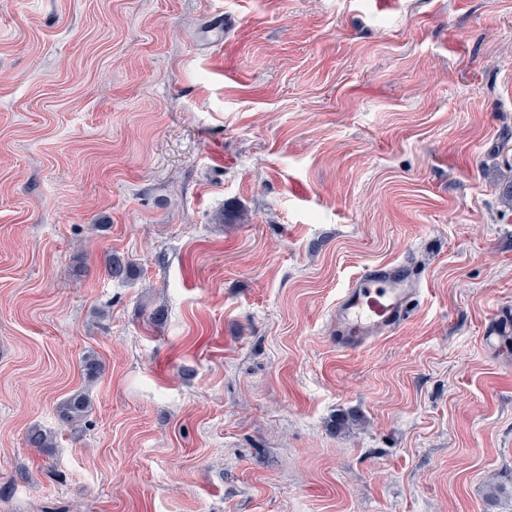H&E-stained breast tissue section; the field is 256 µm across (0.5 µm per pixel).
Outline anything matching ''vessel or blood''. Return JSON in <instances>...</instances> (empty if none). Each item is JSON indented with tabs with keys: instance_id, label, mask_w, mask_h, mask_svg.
Returning <instances> with one entry per match:
<instances>
[{
	"instance_id": "obj_1",
	"label": "vessel or blood",
	"mask_w": 512,
	"mask_h": 512,
	"mask_svg": "<svg viewBox=\"0 0 512 512\" xmlns=\"http://www.w3.org/2000/svg\"><path fill=\"white\" fill-rule=\"evenodd\" d=\"M421 283V273L408 260L364 269L336 301L337 347L362 349L398 327L419 295Z\"/></svg>"
}]
</instances>
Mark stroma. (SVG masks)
Listing matches in <instances>:
<instances>
[{
  "mask_svg": "<svg viewBox=\"0 0 512 512\" xmlns=\"http://www.w3.org/2000/svg\"><path fill=\"white\" fill-rule=\"evenodd\" d=\"M511 168L512 0H0V512H512ZM422 274L407 259L364 269L336 300V347H368L398 327L420 293ZM90 400L83 391H77L58 406L60 416L69 422L81 420L88 412Z\"/></svg>",
  "mask_w": 512,
  "mask_h": 512,
  "instance_id": "obj_1",
  "label": "stroma"
}]
</instances>
